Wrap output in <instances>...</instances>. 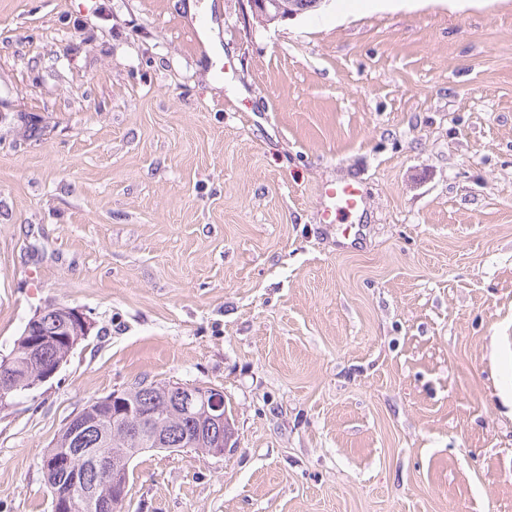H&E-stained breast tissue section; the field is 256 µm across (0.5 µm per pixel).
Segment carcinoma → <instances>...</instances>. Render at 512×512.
I'll use <instances>...</instances> for the list:
<instances>
[{"label": "carcinoma", "mask_w": 512, "mask_h": 512, "mask_svg": "<svg viewBox=\"0 0 512 512\" xmlns=\"http://www.w3.org/2000/svg\"><path fill=\"white\" fill-rule=\"evenodd\" d=\"M35 330L28 331V334L19 336L8 357L11 360V366L17 374L18 380L23 386L19 390V395H24V387L31 382L37 381V376L33 375L34 365L29 361L28 345L29 336L33 335ZM167 382H152L148 385H139L130 389L128 401L131 405H140L145 411L162 409L167 412L169 436L175 440L185 436L197 439L193 450L205 454L211 452V442L209 435L198 433V421L183 415V410L179 409L166 393ZM70 427L64 426L53 445L47 452V456H69L72 462L85 470V491L77 497L79 507L75 512H113L112 498L120 494V490L112 487V484H104L97 477L89 466V456L102 450L108 451L114 448H125V452L132 453L131 448L124 447V431L121 427L112 425L106 420L98 422L85 438L84 449H79L70 438Z\"/></svg>", "instance_id": "cac0c4a2"}]
</instances>
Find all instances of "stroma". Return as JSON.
I'll return each instance as SVG.
<instances>
[{"label": "stroma", "instance_id": "35a3bbf8", "mask_svg": "<svg viewBox=\"0 0 512 512\" xmlns=\"http://www.w3.org/2000/svg\"><path fill=\"white\" fill-rule=\"evenodd\" d=\"M195 4L0 0V356L92 324L0 409V512L153 381L223 391L237 445L137 458L126 512H512V0ZM321 0H246L252 17L265 25L297 16L320 5ZM273 15V19L269 16ZM325 198L333 200L337 210L356 215L363 208L364 202L356 184L344 182L330 185L323 190ZM53 314H57L61 320V325L57 329V332H62L63 335H56L43 331L42 333L46 336H37L36 338L31 339L30 349L34 356L39 357L42 353L43 347L47 345L49 341L47 336H70L65 339L69 349L64 359L55 358L48 364H43L40 376V380L42 382L51 379L59 371L63 363L66 362L67 357L78 346L82 337L88 336L91 329L90 322L79 308L64 306L62 310L54 311ZM63 350L64 342L54 341L53 343L48 344L43 352V355L46 356L44 361L51 360L58 353H60V357L62 358L64 356Z\"/></svg>", "mask_w": 512, "mask_h": 512}]
</instances>
